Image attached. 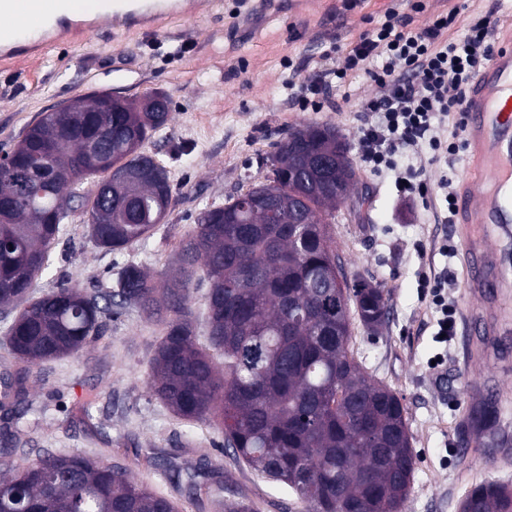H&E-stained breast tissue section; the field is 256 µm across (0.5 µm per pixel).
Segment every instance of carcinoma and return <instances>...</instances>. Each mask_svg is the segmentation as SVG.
I'll return each mask as SVG.
<instances>
[{
	"mask_svg": "<svg viewBox=\"0 0 512 512\" xmlns=\"http://www.w3.org/2000/svg\"><path fill=\"white\" fill-rule=\"evenodd\" d=\"M160 112L119 104L98 112L100 93L79 112H45L0 168V192L22 201L0 223V306L12 316L5 345L18 360L0 387V407L28 395L31 368L78 355L102 335L104 319L135 307L163 324L150 359L153 394L180 419L221 417L224 447L263 477L287 486L306 512H404L415 455L400 398L369 377L349 349L350 308L376 330L386 318L383 289L342 278V288H316L327 267L343 265L327 225L350 200L356 180L346 138L310 122L288 133L269 158L266 182L222 204L206 206L178 253L180 277L160 283L129 263L115 285L88 295L62 287L34 295L66 202L99 177L83 197L88 236L107 251L148 238L150 209L167 213L172 193L165 167L143 151L165 126ZM277 191L272 216L242 200ZM205 281L206 336L192 316V285ZM495 403L473 413L493 430ZM17 448L0 452V487L20 488L37 512H174L172 502L135 482L106 455L58 454L33 448L15 464ZM161 472L190 496L224 507V481L204 460L191 472L166 460ZM461 512H512V485L487 479L461 501Z\"/></svg>",
	"mask_w": 512,
	"mask_h": 512,
	"instance_id": "carcinoma-1",
	"label": "carcinoma"
}]
</instances>
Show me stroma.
Returning <instances> with one entry per match:
<instances>
[{
	"instance_id": "35a3bbf8",
	"label": "stroma",
	"mask_w": 512,
	"mask_h": 512,
	"mask_svg": "<svg viewBox=\"0 0 512 512\" xmlns=\"http://www.w3.org/2000/svg\"><path fill=\"white\" fill-rule=\"evenodd\" d=\"M412 4L360 0L348 11L343 0H277L251 12L241 0H219L210 14L173 20L161 33L128 31L106 20L91 40L0 68V152L11 150L40 113L78 96L106 91L137 100L161 92L170 100L169 121L145 144L166 166L173 187L163 224L146 240L106 251L90 241L84 210H69L37 278V292L64 284L86 292L107 288L130 262L158 278L173 276L180 246L201 209L264 181L275 144L305 123L334 125L357 146L359 109L374 93L367 76L332 87L317 112L300 110L293 100L320 70L339 65L345 47L382 22L387 9L408 15L416 31L437 13L458 9L457 39L466 33L465 20L489 10L499 26L512 23V0H423L417 12ZM431 156L423 145L404 149L397 162L402 169H422L430 186L444 178L456 187L466 171V153L450 169ZM356 172L366 201L357 213L341 207L331 233L347 277L383 288L389 314L374 332L352 318L350 349L405 408L416 456L406 512H460L474 485L490 477L512 482V467L489 471L455 451L467 435L462 410L481 403L468 385L483 375L491 380V393L506 398L496 429L512 440V335L496 337L489 366L470 369L460 336L437 341V315L420 286L423 275L447 273L448 296L461 311L480 309L495 292L468 299L462 253L442 196L408 201L396 191L394 172L361 165ZM163 334L162 325L134 308L107 320L101 339L79 355L33 367L24 408L18 414L0 410V433L31 429L33 447L57 453L95 456L111 449L113 465L172 500L177 512L214 507L195 502L160 476L159 463L171 457L192 465L207 459L224 473L225 501L244 502L251 512H305L287 487L224 448L217 421L179 419L152 395L149 361ZM442 351L448 354V380L439 386L427 362ZM93 396L98 404L91 420L80 421L77 407Z\"/></svg>"
}]
</instances>
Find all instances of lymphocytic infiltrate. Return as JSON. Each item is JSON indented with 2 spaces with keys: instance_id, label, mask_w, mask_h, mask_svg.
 Returning a JSON list of instances; mask_svg holds the SVG:
<instances>
[{
  "instance_id": "f902f5d3",
  "label": "lymphocytic infiltrate",
  "mask_w": 512,
  "mask_h": 512,
  "mask_svg": "<svg viewBox=\"0 0 512 512\" xmlns=\"http://www.w3.org/2000/svg\"><path fill=\"white\" fill-rule=\"evenodd\" d=\"M459 22L458 10L452 9L414 31L407 16L390 10L380 26L362 32L348 45L341 67L322 73L298 101L303 109L319 107L329 83L344 84L353 75L366 73L376 92L362 106L360 160L372 171H394L397 192L408 200L426 198L429 188L421 170L399 168L398 153L426 144L438 161L452 159L464 148L463 140L442 138L435 122L448 113L464 112L470 81L494 50L493 12L469 20V35L461 41L449 36ZM376 59L380 67L370 68Z\"/></svg>"
}]
</instances>
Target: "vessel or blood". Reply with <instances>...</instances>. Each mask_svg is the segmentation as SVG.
Listing matches in <instances>:
<instances>
[{
    "mask_svg": "<svg viewBox=\"0 0 512 512\" xmlns=\"http://www.w3.org/2000/svg\"><path fill=\"white\" fill-rule=\"evenodd\" d=\"M184 12V0H97L89 14L71 0H0V63L85 41L105 18L156 31ZM502 40L467 93L470 163L453 211L468 288H494L502 299L487 327L492 336L512 334V29Z\"/></svg>",
    "mask_w": 512,
    "mask_h": 512,
    "instance_id": "obj_1",
    "label": "vessel or blood"
}]
</instances>
